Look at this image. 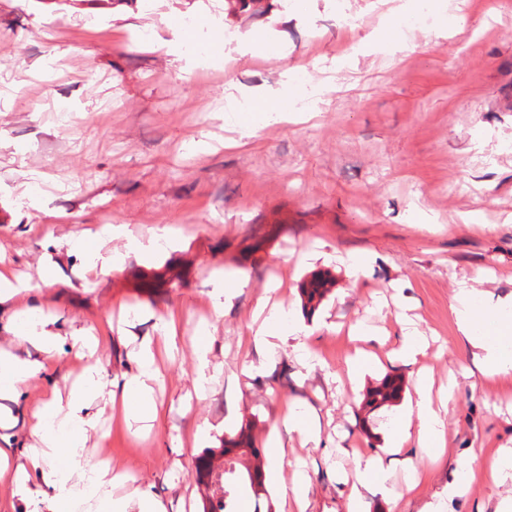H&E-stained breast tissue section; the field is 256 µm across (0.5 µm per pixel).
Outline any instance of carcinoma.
<instances>
[{
    "label": "carcinoma",
    "instance_id": "carcinoma-1",
    "mask_svg": "<svg viewBox=\"0 0 512 512\" xmlns=\"http://www.w3.org/2000/svg\"><path fill=\"white\" fill-rule=\"evenodd\" d=\"M329 284L331 280L321 273L302 284L300 291L308 310L312 311L320 304L329 291ZM402 390V380L388 375L369 389L365 406L371 409L391 406L400 400ZM214 456L211 451L198 459L199 482L205 486L212 478ZM220 456L224 463V497L209 502V512H236L245 495L252 493L258 497L266 493L262 482L265 458L262 449L255 446L250 428L246 427L235 437L225 440Z\"/></svg>",
    "mask_w": 512,
    "mask_h": 512
}]
</instances>
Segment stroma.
I'll use <instances>...</instances> for the list:
<instances>
[{
	"instance_id": "stroma-1",
	"label": "stroma",
	"mask_w": 512,
	"mask_h": 512,
	"mask_svg": "<svg viewBox=\"0 0 512 512\" xmlns=\"http://www.w3.org/2000/svg\"><path fill=\"white\" fill-rule=\"evenodd\" d=\"M413 10L414 0H256L246 9L234 0H0V260L34 276L51 253L62 270L31 294L36 310L56 317L60 349L20 388L14 414L66 392L74 329L101 334L98 356L116 382L133 374L131 357L148 340L162 372L159 417L143 436L93 404L90 456L110 449L167 512H204L220 490L199 487L198 456L247 424L264 445L279 401L292 399L316 412L321 442L285 436L277 476L307 473V512H348L349 487L337 481L338 471L355 474L347 450L379 452L396 411L363 410L381 372L355 388L333 381L353 349L342 328L385 329L391 348L403 312L429 339L420 365L440 385L457 376L460 390L444 457L406 449L423 482L396 506L372 497L370 512H420L456 459L512 448V379L474 369L450 310L465 275L490 276L491 296L512 293V0H432L428 25L393 29ZM173 18L190 22L202 55L189 56L167 26ZM261 88L298 117L240 135L234 116L257 111ZM418 209L437 231L412 224ZM474 212L495 232L466 224ZM106 224L175 234L152 262L128 258L88 288L81 252L53 244ZM317 245L369 252L368 276L299 264ZM282 266L288 290L276 298L326 362L309 376L290 348L265 357L239 346ZM217 268L249 276L220 319L198 313L213 304ZM325 269L333 290L306 313L299 285ZM376 297L388 303L379 315ZM167 309L181 316L172 355L156 325ZM204 324L213 379L198 399ZM247 358L255 368L246 376L238 368ZM204 426L208 439L194 442Z\"/></svg>"
}]
</instances>
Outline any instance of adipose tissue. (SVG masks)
<instances>
[{
  "label": "adipose tissue",
  "instance_id": "1",
  "mask_svg": "<svg viewBox=\"0 0 512 512\" xmlns=\"http://www.w3.org/2000/svg\"><path fill=\"white\" fill-rule=\"evenodd\" d=\"M104 240H122V249L101 251L82 247L80 239L67 238L69 249H81L87 270L97 275L121 271L129 256L149 259L162 241L168 240V229H158L150 238L134 235L123 224H108L99 231ZM482 277H465L459 281L450 305L456 332L462 336L478 362L483 375L498 378L512 376V294L488 302ZM32 287L28 279L8 268H0V306L10 305L11 320L18 332V349L0 350V403L15 401L19 386L36 380L47 360L57 350L59 335L49 315H34L29 303ZM256 314L263 321L258 328L248 329L245 346L269 353L278 349L284 339H292L293 349L306 371L316 365L307 351L308 331L303 326L286 324L283 310L269 308L266 298H259ZM72 350L84 365L66 394H53L42 408L23 418L34 445L24 455L15 457L12 448L0 445V487L9 490L12 499L24 506V512H166L161 500L130 486L125 473L114 471L110 462L87 456L81 439L92 420L88 408L97 400L119 406L126 423L148 422L157 415L154 386L161 373L149 345H142L134 355L135 374L126 378L116 391L104 392L101 380L104 368L95 357L98 340L87 330L71 334ZM427 345L422 332L403 326L398 347L388 357L390 364L412 370L413 394L405 412L386 438L384 454L368 456L355 453L357 481L348 497V512H369V494H381L399 502L402 491H396L389 477L393 470L406 472L403 491H413L419 474L404 449H421L431 460L445 451L447 406L459 384L449 378L440 397H433V378L418 362ZM282 430L272 431L266 440L273 461L284 457L282 432L297 434L304 442L319 443L321 429L317 419L301 411L297 402H285L280 410ZM493 485L512 480V449L499 450L492 460L473 453L458 460L452 476L437 503L423 512H452L453 505L463 504L475 478Z\"/></svg>",
  "mask_w": 512,
  "mask_h": 512
}]
</instances>
